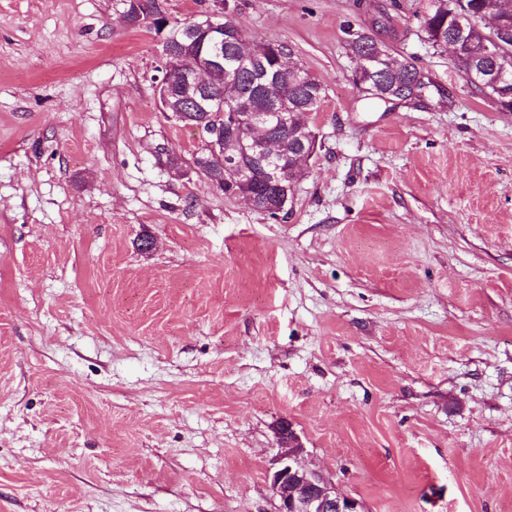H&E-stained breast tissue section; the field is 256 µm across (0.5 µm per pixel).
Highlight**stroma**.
<instances>
[{
	"instance_id": "1",
	"label": "stroma",
	"mask_w": 512,
	"mask_h": 512,
	"mask_svg": "<svg viewBox=\"0 0 512 512\" xmlns=\"http://www.w3.org/2000/svg\"><path fill=\"white\" fill-rule=\"evenodd\" d=\"M226 2L325 89L276 220L192 168L120 0H0V512H277L284 419L364 512H512V111L431 0ZM356 32L423 96L374 104ZM350 49L354 55L361 54L364 50L369 48L377 55H382L383 57L390 55L388 48L385 45H382L372 37L364 34H357L356 37L349 44ZM380 57L377 63L369 58V55L363 53L362 58L358 57L360 60V67L356 69L357 81L360 85H363L365 82L360 79L362 75V70L371 71L373 68H377L379 72H383L386 69L387 61ZM376 64V65H374Z\"/></svg>"
}]
</instances>
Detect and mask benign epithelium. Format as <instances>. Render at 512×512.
Listing matches in <instances>:
<instances>
[{"instance_id":"1","label":"benign epithelium","mask_w":512,"mask_h":512,"mask_svg":"<svg viewBox=\"0 0 512 512\" xmlns=\"http://www.w3.org/2000/svg\"><path fill=\"white\" fill-rule=\"evenodd\" d=\"M507 27L508 24H503L500 36L492 35L484 42V48L471 69V75L497 88L505 79L498 74L492 60L498 55L500 38L507 37ZM222 32L224 0H209L205 10L191 18V25L184 31V38L180 42L179 52L195 57L202 70L220 69L224 67L220 42H214L211 52L204 55L198 52L195 37L200 34L218 36ZM185 90L191 98L203 95L199 102L202 111L199 127H205L213 121L208 114L209 89L189 74ZM283 124H288L286 112H248L230 100L224 112V128L217 127L211 131L204 138L202 146V152L224 164V180L227 182L243 183L245 178L253 176V172L245 168L243 158L259 160L264 178L278 186L272 207L280 214L287 210L294 185L305 173V167L284 165L285 155L270 151L266 140L243 136L240 131L271 130ZM295 137L297 144L293 151L303 155L305 161L312 158L316 145L314 132L302 128L295 133ZM276 435L282 452L270 469L268 480L274 495L279 499L278 512H363L362 505L356 499L340 494L319 472L301 464L304 446L292 423L280 421Z\"/></svg>"}]
</instances>
